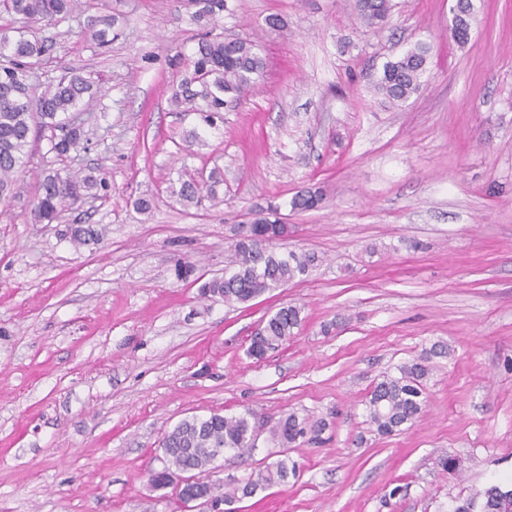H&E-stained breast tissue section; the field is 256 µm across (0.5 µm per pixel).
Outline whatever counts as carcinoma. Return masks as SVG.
Listing matches in <instances>:
<instances>
[{
    "instance_id": "cac0c4a2",
    "label": "carcinoma",
    "mask_w": 512,
    "mask_h": 512,
    "mask_svg": "<svg viewBox=\"0 0 512 512\" xmlns=\"http://www.w3.org/2000/svg\"><path fill=\"white\" fill-rule=\"evenodd\" d=\"M196 7L193 21L200 25L193 51L179 57L181 79L172 86L171 105L176 112H189L199 122L214 129L224 122V113L237 108L245 90L263 78L265 61L258 48L247 39L227 40L217 28L227 9V0H192ZM79 0H0V202L20 193L19 172L29 157L33 131L51 132L50 152L63 160L85 148V134L78 117L98 100L94 79L77 70L65 72L58 80L44 84L37 70L49 46L36 36V30L56 26L78 11ZM360 21L374 25L384 21L391 10L390 0H355ZM460 18L451 29L460 44L468 40L471 26L470 0H459ZM121 21L117 13L88 16L81 33L99 48L112 44V34ZM428 47L421 44L383 66L373 81L375 91L392 103H403L416 94L426 72ZM224 184V171L216 168L207 176L183 166L177 184L170 193L186 210L217 200V187ZM112 185L99 168L75 170L68 166L46 169L40 180L32 219L36 224H52L82 196L107 195ZM323 192L308 189L296 195L291 206L309 211L319 208ZM288 225L278 217V208L260 210L233 243L235 261L224 276L200 287L201 296L218 298L225 304L248 303L268 292L285 287L319 261L313 253L277 254L264 242L288 237ZM73 243L82 245L100 241L92 225L71 227ZM301 308L287 305L264 321L258 334L251 337L247 355L254 359L287 341L302 323ZM449 350L436 345L429 354L385 373L365 402L367 416L376 431L391 435L413 423L426 407L424 382L430 374V356H444ZM252 412L226 416L212 413L179 421L163 438L162 469L150 475L157 488L170 485L171 476L191 473L202 480L200 492H209L214 500L230 505L250 498L296 475L297 464L280 459L271 462L244 479H212L216 469V451L238 456L256 452L250 418ZM323 422L300 419L294 413L279 420L271 435L288 445L307 434H319ZM452 512H512V487L491 484L472 496L455 501Z\"/></svg>"
}]
</instances>
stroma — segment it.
Instances as JSON below:
<instances>
[{
  "instance_id": "1",
  "label": "stroma",
  "mask_w": 512,
  "mask_h": 512,
  "mask_svg": "<svg viewBox=\"0 0 512 512\" xmlns=\"http://www.w3.org/2000/svg\"><path fill=\"white\" fill-rule=\"evenodd\" d=\"M471 2L462 45L456 0H392L374 26L353 0H228L224 33L255 43L265 74L189 157L197 118L169 101L175 56L199 31L188 0H82L90 14L123 13L106 48L74 20L42 30L53 44L42 81L71 69L99 81L75 164L105 168L112 191L32 223L44 133L20 196L0 203V512H184L149 475L165 433L213 412L253 411L257 435L253 457L220 458V478L299 465L237 512H451L512 481V0ZM420 42L419 92L377 95L383 64ZM184 163L223 166V204L176 202ZM311 187L322 207L293 210ZM144 196L152 215L133 206ZM271 204L289 226L277 250L316 253L317 265L245 304L202 298L199 279L223 275L238 226ZM78 219L100 243L73 245ZM181 258L195 279L176 278ZM286 305L302 309L297 335L248 357L252 331ZM438 343L450 353L430 362L423 417L378 434L367 395ZM291 413L326 428L278 444L269 429Z\"/></svg>"
}]
</instances>
